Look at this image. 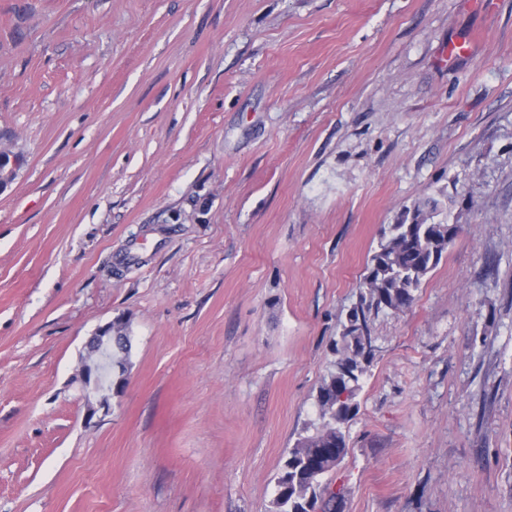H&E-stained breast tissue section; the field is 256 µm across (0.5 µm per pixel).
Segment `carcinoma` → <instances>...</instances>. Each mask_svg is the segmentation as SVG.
Returning a JSON list of instances; mask_svg holds the SVG:
<instances>
[{"label": "carcinoma", "instance_id": "obj_1", "mask_svg": "<svg viewBox=\"0 0 512 512\" xmlns=\"http://www.w3.org/2000/svg\"><path fill=\"white\" fill-rule=\"evenodd\" d=\"M439 202L414 207L411 223L390 224L380 230L377 250L367 264L357 303L334 345L335 370L318 395L319 425L298 439L276 479L270 512H340L341 494L330 490L326 476L346 455L343 428L352 419L362 389V343L372 344L370 317L383 308L398 310L411 304L414 292L440 262L461 233L462 224L434 223Z\"/></svg>", "mask_w": 512, "mask_h": 512}]
</instances>
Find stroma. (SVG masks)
<instances>
[{
    "instance_id": "35a3bbf8",
    "label": "stroma",
    "mask_w": 512,
    "mask_h": 512,
    "mask_svg": "<svg viewBox=\"0 0 512 512\" xmlns=\"http://www.w3.org/2000/svg\"><path fill=\"white\" fill-rule=\"evenodd\" d=\"M0 152V512H268L380 229L428 198L466 230L373 315L328 481L512 512V0H0ZM123 326H118L115 331V336H112V322L100 327L90 343L92 353V360L86 362L82 369L83 382L86 387H91L97 392H111L112 393V351L114 349L115 338L116 345L123 355V363L125 365L126 358L130 350L129 336L124 332ZM108 360L109 380L104 384L101 379L102 360Z\"/></svg>"
}]
</instances>
